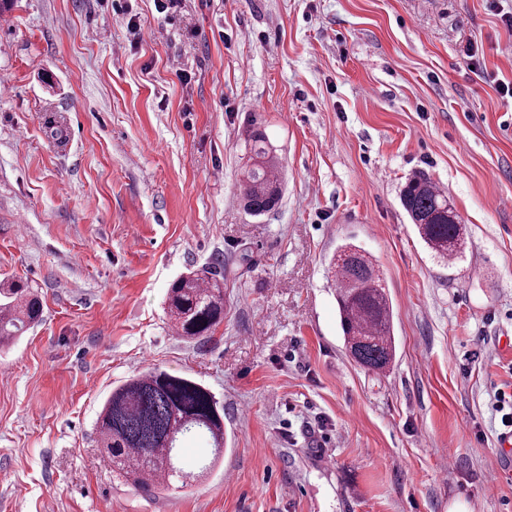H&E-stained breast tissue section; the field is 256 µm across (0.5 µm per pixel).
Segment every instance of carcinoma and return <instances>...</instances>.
<instances>
[{
  "mask_svg": "<svg viewBox=\"0 0 512 512\" xmlns=\"http://www.w3.org/2000/svg\"><path fill=\"white\" fill-rule=\"evenodd\" d=\"M251 155L241 179L247 211L264 215L283 191V165L263 131H249ZM401 203L425 246L441 261L462 256L466 227L453 202L425 175H414ZM334 258L336 300L348 354L364 369L383 372L396 354L393 310L383 277L370 256L353 244ZM166 314L188 340L210 336L224 322V283L206 270L174 280L166 294ZM42 313V301L25 283L0 284V344L21 335ZM100 458L128 483L150 494L204 476L187 470L175 449L181 437L201 432L212 441L214 458L224 452V409L208 388L188 377L150 371L118 385L107 397L96 426Z\"/></svg>",
  "mask_w": 512,
  "mask_h": 512,
  "instance_id": "cac0c4a2",
  "label": "carcinoma"
}]
</instances>
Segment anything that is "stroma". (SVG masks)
I'll return each mask as SVG.
<instances>
[{
    "mask_svg": "<svg viewBox=\"0 0 512 512\" xmlns=\"http://www.w3.org/2000/svg\"><path fill=\"white\" fill-rule=\"evenodd\" d=\"M16 0L0 14V283L43 320L0 348V512H512L494 480L512 393V32L489 0ZM478 46L472 69L467 45ZM184 78H177V71ZM279 207L239 204L253 125ZM423 173L467 228L433 258L400 203ZM383 273L396 359L346 352L329 264ZM214 267L224 321L178 336V276ZM188 376L224 461L144 494L104 467L112 388Z\"/></svg>",
    "mask_w": 512,
    "mask_h": 512,
    "instance_id": "stroma-1",
    "label": "stroma"
}]
</instances>
